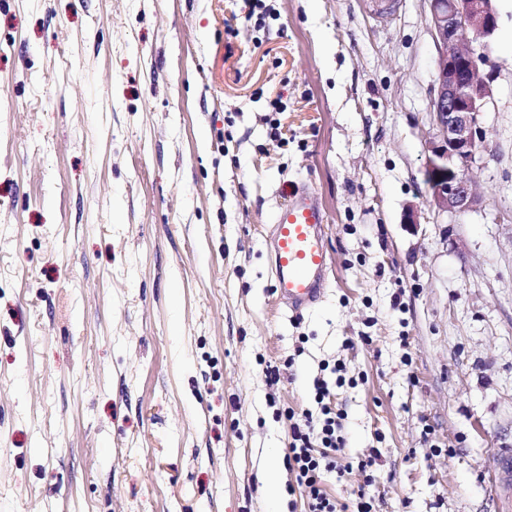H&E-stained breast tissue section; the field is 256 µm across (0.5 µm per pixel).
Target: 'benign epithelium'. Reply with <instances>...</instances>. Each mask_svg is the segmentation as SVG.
<instances>
[{
	"instance_id": "1",
	"label": "benign epithelium",
	"mask_w": 512,
	"mask_h": 512,
	"mask_svg": "<svg viewBox=\"0 0 512 512\" xmlns=\"http://www.w3.org/2000/svg\"><path fill=\"white\" fill-rule=\"evenodd\" d=\"M428 24L438 62L429 105L432 138L425 161L431 205L443 212L464 214L476 197L471 172L483 141L482 116L491 90L480 77L489 53L462 44L471 31L490 44L498 28L494 0H427Z\"/></svg>"
}]
</instances>
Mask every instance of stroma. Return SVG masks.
Wrapping results in <instances>:
<instances>
[{"mask_svg":"<svg viewBox=\"0 0 512 512\" xmlns=\"http://www.w3.org/2000/svg\"><path fill=\"white\" fill-rule=\"evenodd\" d=\"M497 9L478 203L455 215L425 181L426 0H0V512H269L275 460L306 512L288 443L324 403L337 504L512 512ZM305 184L330 277L296 315L267 236Z\"/></svg>","mask_w":512,"mask_h":512,"instance_id":"stroma-1","label":"stroma"}]
</instances>
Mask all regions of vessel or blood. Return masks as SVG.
I'll list each match as a JSON object with an SVG mask.
<instances>
[{
	"label": "vessel or blood",
	"mask_w": 512,
	"mask_h": 512,
	"mask_svg": "<svg viewBox=\"0 0 512 512\" xmlns=\"http://www.w3.org/2000/svg\"><path fill=\"white\" fill-rule=\"evenodd\" d=\"M326 221L317 193L308 186L297 188L275 213L269 234L273 292L287 312L315 305L324 292Z\"/></svg>",
	"instance_id": "b4317fda"
}]
</instances>
